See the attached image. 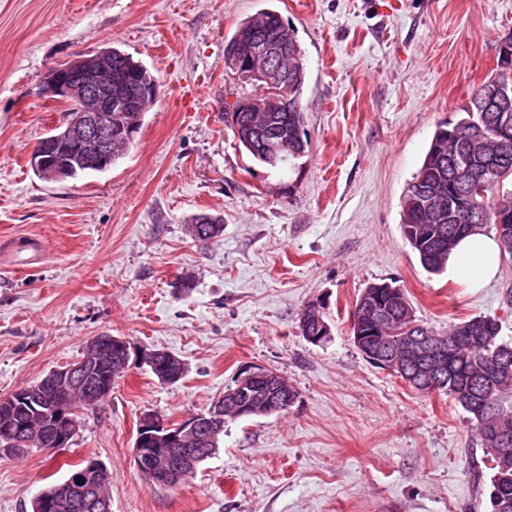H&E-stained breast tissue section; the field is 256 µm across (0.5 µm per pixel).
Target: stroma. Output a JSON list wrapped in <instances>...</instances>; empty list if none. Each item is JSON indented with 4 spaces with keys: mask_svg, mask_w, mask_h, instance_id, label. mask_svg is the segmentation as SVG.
<instances>
[{
    "mask_svg": "<svg viewBox=\"0 0 512 512\" xmlns=\"http://www.w3.org/2000/svg\"><path fill=\"white\" fill-rule=\"evenodd\" d=\"M265 8L306 65L307 146L279 169L239 150L224 117L242 91L224 44ZM509 37L512 0H0V397L106 333L185 364L163 384L131 363L69 447L0 454V512H32L88 457L112 476V512H492L468 413L369 363L350 312L393 281L438 334L481 315L512 341V261L473 290L427 272L401 230L435 130L463 117ZM106 46L158 84L137 141L110 170L43 181L29 156L67 109L44 77ZM200 213L224 225L205 245L190 234ZM20 237L46 262L9 267ZM310 305L331 328L316 345L299 329ZM247 367L288 380L287 413L227 421L218 452L176 487L144 480L140 418L206 412Z\"/></svg>",
    "mask_w": 512,
    "mask_h": 512,
    "instance_id": "obj_1",
    "label": "stroma"
}]
</instances>
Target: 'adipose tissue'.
<instances>
[{
    "label": "adipose tissue",
    "instance_id": "obj_1",
    "mask_svg": "<svg viewBox=\"0 0 512 512\" xmlns=\"http://www.w3.org/2000/svg\"><path fill=\"white\" fill-rule=\"evenodd\" d=\"M499 244L491 236L477 233L462 239L448 259L445 273L449 279L465 282L467 287H485L498 273Z\"/></svg>",
    "mask_w": 512,
    "mask_h": 512
}]
</instances>
